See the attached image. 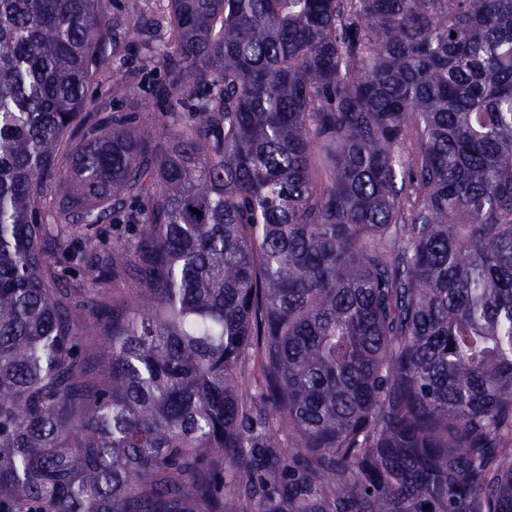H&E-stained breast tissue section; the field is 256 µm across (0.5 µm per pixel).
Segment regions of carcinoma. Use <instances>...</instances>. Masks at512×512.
<instances>
[{
	"label": "carcinoma",
	"instance_id": "obj_1",
	"mask_svg": "<svg viewBox=\"0 0 512 512\" xmlns=\"http://www.w3.org/2000/svg\"><path fill=\"white\" fill-rule=\"evenodd\" d=\"M151 1L0 0V512H512V0ZM166 79V74L163 69H156L147 75L145 81L141 88L137 89L136 95L134 98L137 99V109L135 112L139 113H148L154 112L152 107V88L155 84L160 82H164Z\"/></svg>",
	"mask_w": 512,
	"mask_h": 512
}]
</instances>
